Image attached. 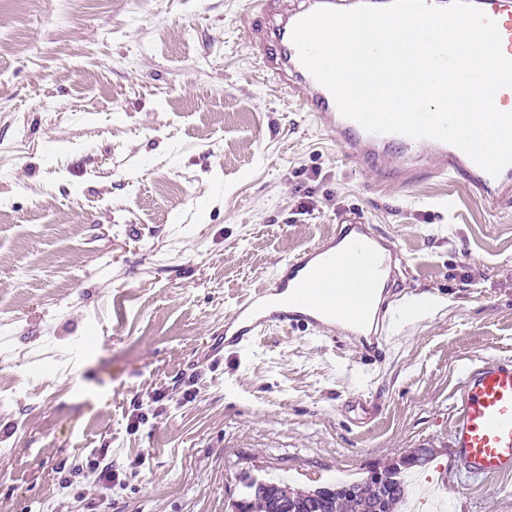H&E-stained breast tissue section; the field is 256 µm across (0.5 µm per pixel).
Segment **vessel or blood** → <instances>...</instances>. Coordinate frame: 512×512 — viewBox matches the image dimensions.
Returning <instances> with one entry per match:
<instances>
[{
  "instance_id": "obj_1",
  "label": "vessel or blood",
  "mask_w": 512,
  "mask_h": 512,
  "mask_svg": "<svg viewBox=\"0 0 512 512\" xmlns=\"http://www.w3.org/2000/svg\"><path fill=\"white\" fill-rule=\"evenodd\" d=\"M376 7L389 0H258V14L245 22V49L269 85L298 102L330 141L340 145L356 168L372 175L376 185L409 184L427 173L463 178L489 210L512 201V165L491 175L453 144L413 139L398 133L373 134L344 117L332 93L300 61L292 41L294 25L316 9L350 10L361 2ZM493 20L501 48L512 58V0H471ZM370 263L374 280L360 277ZM284 275L271 278L240 300L224 320V334L210 351L247 350L260 332L273 326L304 323L329 340L354 346L361 355L382 353L392 315L403 305L396 285L405 267L399 249L376 234L364 215L344 214L335 233L298 252ZM288 305L277 308L279 295ZM461 400L452 427L455 463L471 477L512 473V360L485 359L467 364L459 377Z\"/></svg>"
}]
</instances>
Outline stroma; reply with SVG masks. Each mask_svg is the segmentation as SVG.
<instances>
[{"label":"stroma","instance_id":"1","mask_svg":"<svg viewBox=\"0 0 512 512\" xmlns=\"http://www.w3.org/2000/svg\"><path fill=\"white\" fill-rule=\"evenodd\" d=\"M249 7L0 0V512H86L101 488L58 472L105 447L110 512H232L247 474L314 489L415 453L413 512H512V474L452 464L450 415L466 364L512 359V203L373 187L267 89ZM348 209L407 261L385 357L308 327L208 357Z\"/></svg>","mask_w":512,"mask_h":512}]
</instances>
